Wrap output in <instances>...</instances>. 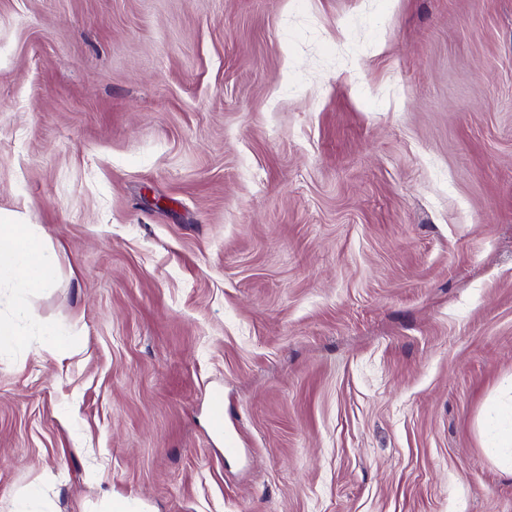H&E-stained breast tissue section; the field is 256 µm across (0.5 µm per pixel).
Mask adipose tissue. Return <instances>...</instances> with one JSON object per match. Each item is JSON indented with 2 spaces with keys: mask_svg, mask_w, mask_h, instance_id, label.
Here are the masks:
<instances>
[{
  "mask_svg": "<svg viewBox=\"0 0 512 512\" xmlns=\"http://www.w3.org/2000/svg\"><path fill=\"white\" fill-rule=\"evenodd\" d=\"M56 278L55 255L34 225H0V305L13 301L6 285L35 292L50 287ZM482 426L486 455L512 471V402L506 400L488 410Z\"/></svg>",
  "mask_w": 512,
  "mask_h": 512,
  "instance_id": "obj_1",
  "label": "adipose tissue"
}]
</instances>
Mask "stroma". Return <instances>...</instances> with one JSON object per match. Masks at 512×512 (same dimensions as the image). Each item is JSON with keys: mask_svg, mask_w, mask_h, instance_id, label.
Returning a JSON list of instances; mask_svg holds the SVG:
<instances>
[{"mask_svg": "<svg viewBox=\"0 0 512 512\" xmlns=\"http://www.w3.org/2000/svg\"><path fill=\"white\" fill-rule=\"evenodd\" d=\"M20 219L0 512H512V0H0ZM57 278L55 255L33 224L0 225V306L13 297L2 288L15 284L32 292L49 288ZM20 322L30 324H39L40 320L38 315L31 309L17 307L15 315L11 318H0V340H18L22 336L19 330ZM482 426L488 440L485 454L512 472V403L509 399L488 410Z\"/></svg>", "mask_w": 512, "mask_h": 512, "instance_id": "35a3bbf8", "label": "stroma"}]
</instances>
